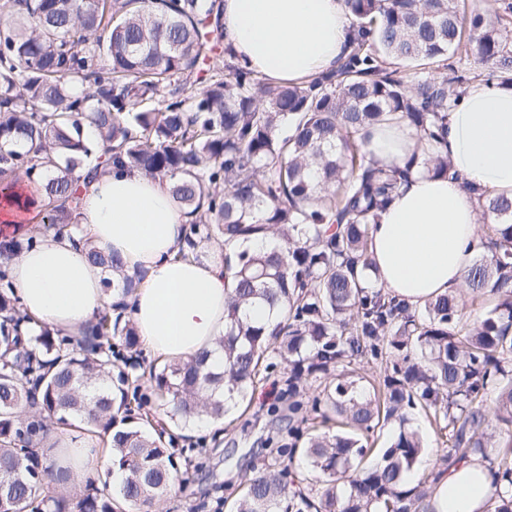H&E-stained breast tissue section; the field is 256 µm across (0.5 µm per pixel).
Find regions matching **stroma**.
I'll return each mask as SVG.
<instances>
[{"label":"stroma","mask_w":512,"mask_h":512,"mask_svg":"<svg viewBox=\"0 0 512 512\" xmlns=\"http://www.w3.org/2000/svg\"><path fill=\"white\" fill-rule=\"evenodd\" d=\"M287 374L286 366L278 365L250 390L246 418L217 423L214 430L195 438L185 437L180 427L168 426L177 457L187 461V485L161 497L164 512H216L217 501L235 496L241 477L268 457L267 438L274 426L267 409Z\"/></svg>","instance_id":"1"}]
</instances>
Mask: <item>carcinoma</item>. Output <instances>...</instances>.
Masks as SVG:
<instances>
[{
  "label": "carcinoma",
  "instance_id": "obj_1",
  "mask_svg": "<svg viewBox=\"0 0 512 512\" xmlns=\"http://www.w3.org/2000/svg\"><path fill=\"white\" fill-rule=\"evenodd\" d=\"M354 37L336 67L298 84L276 85L241 65L222 44V0H0V193L36 205L43 228L81 231L79 200L116 162L171 181L189 217L187 259L218 240L224 250V369L202 353L149 374L171 421L200 413L222 420L278 363L288 427L268 438L271 461L240 484L234 512H433L436 473L409 475L426 450L410 415L439 426L436 462L487 463L494 512H512V199L488 198L493 238L465 273L466 288L494 306L469 325L455 294L413 306L366 286L369 224L421 165L438 174L448 160L412 153L381 166L359 137L396 120L432 144L468 82L447 73L448 53L468 37L489 79L512 87V31L490 25L463 0H347ZM433 74L410 83L398 66ZM272 233L281 245L254 254L237 247ZM40 236L0 241V482L5 512H122L151 509L178 479L175 454L148 434L132 407L141 376L116 351L138 345L119 304L103 309L73 343L33 326L12 292L5 258ZM114 273L123 262L97 250ZM129 276L104 279L117 297ZM279 312L254 324L245 306ZM379 365L368 392L345 372ZM319 381L311 401L304 385ZM77 420L112 455L105 477L85 479L49 462L50 426ZM397 426L381 461L368 466L369 434ZM307 459L322 483L280 466ZM123 474L117 491L112 472Z\"/></svg>",
  "mask_w": 512,
  "mask_h": 512
}]
</instances>
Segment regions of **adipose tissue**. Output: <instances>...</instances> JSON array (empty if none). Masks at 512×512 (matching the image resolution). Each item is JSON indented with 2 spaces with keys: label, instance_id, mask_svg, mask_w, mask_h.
<instances>
[{
  "label": "adipose tissue",
  "instance_id": "1",
  "mask_svg": "<svg viewBox=\"0 0 512 512\" xmlns=\"http://www.w3.org/2000/svg\"><path fill=\"white\" fill-rule=\"evenodd\" d=\"M224 36L239 60L277 84L299 83L335 66L353 38L346 0H224ZM383 165H399L417 144L402 124L366 131ZM448 171L418 169L370 227L373 286L412 305L459 292L480 242L478 202L466 184L512 197V88L471 85L448 114ZM85 244L54 235L8 263L13 291L32 321L59 335L82 334L109 299L106 271L86 249L114 253L126 275L139 277L126 309L153 357L184 360L199 352L224 362V257L186 260L188 217L168 180L110 166L79 204ZM494 486L486 463L472 460L437 471L434 512H487Z\"/></svg>",
  "mask_w": 512,
  "mask_h": 512
}]
</instances>
